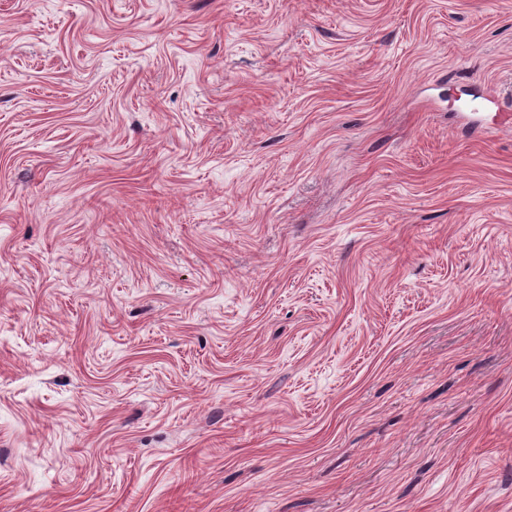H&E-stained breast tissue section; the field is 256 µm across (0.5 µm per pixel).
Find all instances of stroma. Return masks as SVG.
I'll list each match as a JSON object with an SVG mask.
<instances>
[{
  "mask_svg": "<svg viewBox=\"0 0 512 512\" xmlns=\"http://www.w3.org/2000/svg\"><path fill=\"white\" fill-rule=\"evenodd\" d=\"M512 0H0V512H512Z\"/></svg>",
  "mask_w": 512,
  "mask_h": 512,
  "instance_id": "35a3bbf8",
  "label": "stroma"
}]
</instances>
